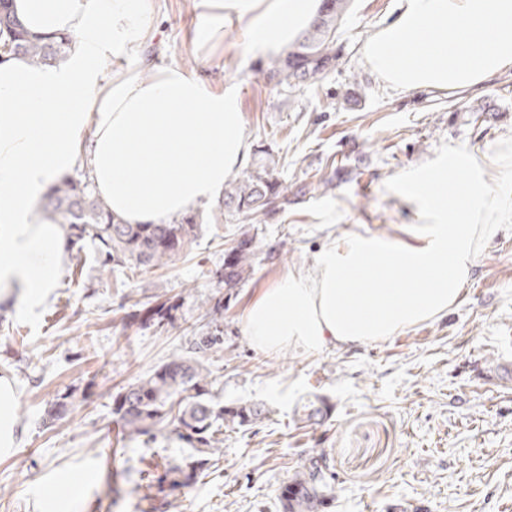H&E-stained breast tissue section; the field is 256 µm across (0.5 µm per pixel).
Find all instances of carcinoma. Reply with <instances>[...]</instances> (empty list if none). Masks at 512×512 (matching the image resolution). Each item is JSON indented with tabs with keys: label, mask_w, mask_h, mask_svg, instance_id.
<instances>
[{
	"label": "carcinoma",
	"mask_w": 512,
	"mask_h": 512,
	"mask_svg": "<svg viewBox=\"0 0 512 512\" xmlns=\"http://www.w3.org/2000/svg\"><path fill=\"white\" fill-rule=\"evenodd\" d=\"M348 0H322V8L308 28L289 45L288 51L259 74L294 89L312 84L334 68L337 61L336 34L347 10ZM72 38L46 37L24 29L11 12L8 0H0V50L24 56L31 64H59L67 56ZM299 194L289 190L281 179L278 161L270 150L259 147L254 161L230 177L224 185V201L213 216L215 224H259L288 208ZM47 218L68 225L73 243L86 238L93 241L95 253L103 265H134L145 270L170 266L187 254L195 241L199 224L194 215H186L169 224H129L105 211L87 181L63 177L52 185L44 199ZM263 253L260 239L242 235L224 251V264L212 271V278L228 289L246 282L253 263ZM131 317L147 327L167 329L178 309L172 299L137 302ZM207 322L191 331L183 353L158 365L146 377L130 384L113 397L112 413L120 425L116 444L147 435L154 439L171 429L194 454L179 464L163 462L157 476L145 471L141 480L146 487H189L217 466L224 430L249 426L265 416L258 404L224 406L212 400L213 384L210 355L224 347V295L216 292L201 302ZM71 395L51 403L47 420L54 422L71 412ZM335 492L334 474L325 450L313 455L309 464L292 477L277 495L281 512H317L324 500Z\"/></svg>",
	"instance_id": "obj_1"
}]
</instances>
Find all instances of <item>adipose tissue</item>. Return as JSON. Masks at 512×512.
Returning a JSON list of instances; mask_svg holds the SVG:
<instances>
[{
	"mask_svg": "<svg viewBox=\"0 0 512 512\" xmlns=\"http://www.w3.org/2000/svg\"><path fill=\"white\" fill-rule=\"evenodd\" d=\"M193 2L192 43L208 61L228 27L246 53L276 54L319 8V0ZM12 8L30 31L72 38L58 65L0 59V304L33 316L72 249L62 225L42 213L59 179L87 166L107 211L163 224L220 197L250 146L233 88L179 66H120L151 36L154 0H13ZM476 28L488 48L471 41ZM363 55L400 90L483 85L512 69V0H397ZM396 182L414 211V242L358 230L328 242L313 275H288L249 304L245 333L257 349L367 345L446 316L483 241L512 223V137L450 149Z\"/></svg>",
	"mask_w": 512,
	"mask_h": 512,
	"instance_id": "1",
	"label": "adipose tissue"
}]
</instances>
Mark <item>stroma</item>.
<instances>
[{
  "label": "stroma",
  "instance_id": "1",
  "mask_svg": "<svg viewBox=\"0 0 512 512\" xmlns=\"http://www.w3.org/2000/svg\"><path fill=\"white\" fill-rule=\"evenodd\" d=\"M394 10L395 0H350L335 68L298 90L258 78L272 58L243 55L230 29L219 65L203 63L191 42V0H155L149 53L214 86H235L250 145L270 146L282 177L305 194L260 224H212V206L197 209L201 232L165 269L109 270L84 242L37 316L0 308V375L17 391L23 431L19 447L0 455V512H43L71 473L80 497L74 512H278L280 488L320 449L336 490L319 512H512V223L482 245L446 317L387 341L268 354L243 328L257 291L311 274L329 240L358 228L403 237L414 214L395 194L402 170L451 147L512 136V70L480 87L411 92L371 72L363 44ZM245 233L264 252L224 298L213 392L221 404L260 402L268 413L225 431L216 470L146 501L140 473L152 456L179 463L190 450L162 436L115 450L112 397L181 354L201 299L221 289L209 271ZM151 296L178 299L174 328L125 323L134 303ZM64 394L73 412L45 426L50 403ZM310 401L328 413L305 425L297 412Z\"/></svg>",
  "mask_w": 512,
  "mask_h": 512
}]
</instances>
